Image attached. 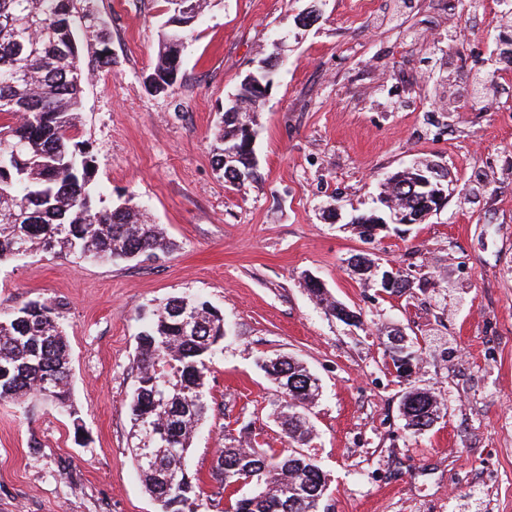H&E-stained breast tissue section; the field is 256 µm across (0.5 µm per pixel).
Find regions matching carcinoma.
<instances>
[{
    "label": "carcinoma",
    "mask_w": 512,
    "mask_h": 512,
    "mask_svg": "<svg viewBox=\"0 0 512 512\" xmlns=\"http://www.w3.org/2000/svg\"><path fill=\"white\" fill-rule=\"evenodd\" d=\"M166 20L147 87L175 92L181 52L195 23L216 0H165ZM84 16L76 0H0V261L41 253L52 257L150 261L170 243L139 209L98 206L94 155L74 132L83 86L112 63L108 47L84 66L80 58ZM263 96L243 79L213 136L212 157L236 188L256 179L252 126ZM418 170L383 182L384 200L404 211L423 210ZM309 294L334 317L343 305L322 288ZM65 304L42 299L0 313V402L22 404L36 396L82 425L71 403ZM227 336L224 314L207 301L174 297L140 317L136 384L129 401L138 441L150 440L155 462L134 453L145 489L159 512H199L204 489L186 468L194 432L209 405L203 391L206 361ZM261 368L283 395L272 411L288 440L301 446L312 435L308 414L320 386L303 366L278 356ZM49 390L50 395L43 394ZM406 426L421 431L439 418L427 391L407 390L400 400ZM211 477L224 491L225 512H319L328 478L314 458L297 450L226 444L216 450ZM249 488L245 494L239 485Z\"/></svg>",
    "instance_id": "carcinoma-1"
}]
</instances>
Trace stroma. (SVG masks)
Listing matches in <instances>:
<instances>
[{"label":"stroma","instance_id":"stroma-1","mask_svg":"<svg viewBox=\"0 0 512 512\" xmlns=\"http://www.w3.org/2000/svg\"><path fill=\"white\" fill-rule=\"evenodd\" d=\"M106 30L110 68L86 84L78 141L96 159L104 206H142L176 245L148 262H0V311L66 305L72 401L85 427L42 399L0 402V512H158L131 454L138 317L169 297L224 313V349L207 364L208 417L188 458L214 504L225 438L289 442L261 359L315 375L312 440L328 477L320 512H512V17L473 0H221L182 51L172 95L145 86L164 0H78ZM310 26L295 18L309 10ZM282 60L257 117L258 178L237 189L212 162L224 107L273 39ZM444 173L446 204L373 240L353 217L381 213L383 180L415 165ZM363 254L408 275L380 294L348 262ZM355 312L347 324L308 296L306 276ZM404 335L422 352L411 380L386 361ZM434 393L429 429H408L405 388Z\"/></svg>","mask_w":512,"mask_h":512}]
</instances>
